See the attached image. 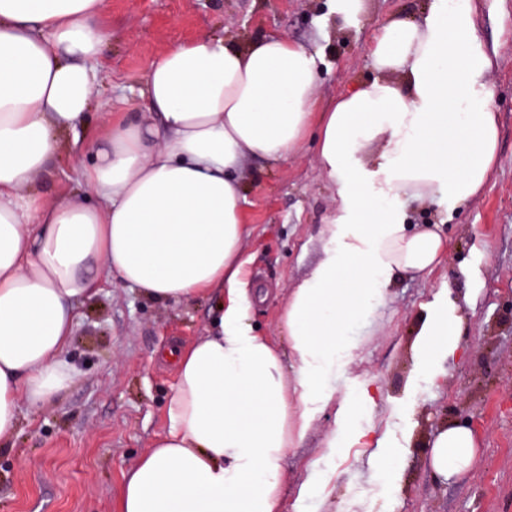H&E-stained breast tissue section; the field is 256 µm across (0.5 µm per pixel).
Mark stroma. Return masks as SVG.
I'll list each match as a JSON object with an SVG mask.
<instances>
[{
  "label": "stroma",
  "mask_w": 512,
  "mask_h": 512,
  "mask_svg": "<svg viewBox=\"0 0 512 512\" xmlns=\"http://www.w3.org/2000/svg\"><path fill=\"white\" fill-rule=\"evenodd\" d=\"M427 2L370 0L359 26L340 33L323 24L327 0H104L98 99L147 111L138 90L150 64L173 46L210 35L285 33L321 50L319 96L326 103L372 76L366 47L373 34L395 16L420 15ZM478 33L499 56L490 99L499 164L484 190L444 225L448 261L420 277H394L368 323L354 326L363 342L337 368L333 402L286 450L284 512H512V0H480ZM316 166L308 143L276 165L250 160L245 176L251 234L243 257L249 280L270 291L251 322L281 348L282 311L322 259L321 230L338 205ZM439 299L457 308L461 348L430 378L417 373L412 343ZM214 306L211 299L149 302L119 283L82 301L66 352L77 380L40 412L20 405L19 432L0 447V512H117L125 473L167 425L176 373L161 351L203 335ZM365 387L374 403L356 409L350 427L367 438L329 454L338 406ZM453 421L474 430L479 448L469 471L442 482L427 444ZM380 446L403 451L398 478L374 473ZM314 470L322 475L319 489L299 500L298 488Z\"/></svg>",
  "instance_id": "35a3bbf8"
}]
</instances>
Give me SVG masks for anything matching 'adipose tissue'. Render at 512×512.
<instances>
[{
  "mask_svg": "<svg viewBox=\"0 0 512 512\" xmlns=\"http://www.w3.org/2000/svg\"><path fill=\"white\" fill-rule=\"evenodd\" d=\"M102 2L0 0V443L20 402L42 408L73 384L76 309L100 281L159 303L217 289L211 329L164 351L177 375L167 428L125 474L118 512H281L285 452L332 400L337 360L360 346L352 322L372 317L396 274L441 262L439 225L494 171L495 60L476 0L392 19L368 47L374 77L326 108L315 55L286 35L179 44L139 90L147 115L91 111ZM84 133L74 190L45 202L40 179ZM310 135L339 201L322 260L282 313L284 357L248 322L265 294L246 279L240 174ZM413 204L439 207L437 224L411 227ZM460 341L453 307L434 304L416 332L419 371L437 373ZM475 448L468 427L441 429L431 467L448 479Z\"/></svg>",
  "mask_w": 512,
  "mask_h": 512,
  "instance_id": "obj_1",
  "label": "adipose tissue"
}]
</instances>
